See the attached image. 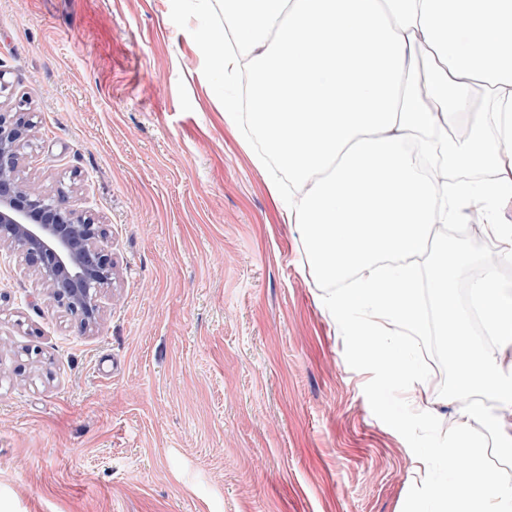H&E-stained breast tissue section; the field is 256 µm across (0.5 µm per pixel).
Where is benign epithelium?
<instances>
[{"label": "benign epithelium", "instance_id": "benign-epithelium-1", "mask_svg": "<svg viewBox=\"0 0 512 512\" xmlns=\"http://www.w3.org/2000/svg\"><path fill=\"white\" fill-rule=\"evenodd\" d=\"M17 108L12 116L0 114V247L32 272L50 300L90 326L114 276L106 230L64 197L43 194L19 179L31 122L24 104Z\"/></svg>", "mask_w": 512, "mask_h": 512}]
</instances>
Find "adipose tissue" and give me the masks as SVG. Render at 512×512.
<instances>
[{"mask_svg":"<svg viewBox=\"0 0 512 512\" xmlns=\"http://www.w3.org/2000/svg\"><path fill=\"white\" fill-rule=\"evenodd\" d=\"M463 15L483 34L480 51L458 26ZM206 42L225 79L251 90V111L226 101L224 122L263 137L256 166L272 157L290 175L291 188L273 179L269 190L301 231L307 267L332 284L329 314L353 328L358 353L386 378L408 377L407 355L428 333L429 284L456 338L457 393L485 389L512 414V283L492 272L475 283L483 327L499 340L491 352L457 315L465 255L442 242L429 274L418 262L435 226L458 222L460 204L512 199V0H225L224 27ZM461 121L476 137L456 162L495 173L479 189L421 173L436 132ZM481 413L462 409L446 448L414 458L431 512H512V487L485 480L468 428ZM448 454L468 468L433 481Z\"/></svg>","mask_w":512,"mask_h":512,"instance_id":"adipose-tissue-1","label":"adipose tissue"}]
</instances>
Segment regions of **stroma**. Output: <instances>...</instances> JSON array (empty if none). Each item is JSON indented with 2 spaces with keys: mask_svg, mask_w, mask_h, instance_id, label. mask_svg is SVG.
<instances>
[{
  "mask_svg": "<svg viewBox=\"0 0 512 512\" xmlns=\"http://www.w3.org/2000/svg\"><path fill=\"white\" fill-rule=\"evenodd\" d=\"M224 0H0L20 179L95 215L92 327L0 249V512H409L304 243L224 123Z\"/></svg>",
  "mask_w": 512,
  "mask_h": 512,
  "instance_id": "35a3bbf8",
  "label": "stroma"
}]
</instances>
